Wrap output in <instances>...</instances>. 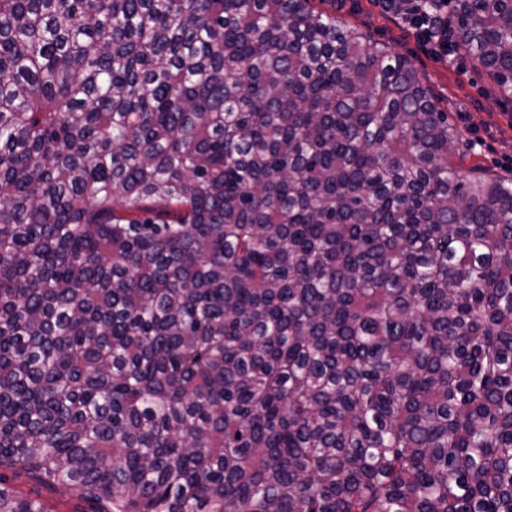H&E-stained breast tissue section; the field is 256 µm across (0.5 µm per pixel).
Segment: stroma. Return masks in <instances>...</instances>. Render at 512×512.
Masks as SVG:
<instances>
[{
    "mask_svg": "<svg viewBox=\"0 0 512 512\" xmlns=\"http://www.w3.org/2000/svg\"><path fill=\"white\" fill-rule=\"evenodd\" d=\"M336 2L348 23L407 55L420 81L447 100L453 124L463 138L476 144L467 166L512 176V101L495 93L482 68L462 70L450 59L426 54L413 33L382 13L373 0Z\"/></svg>",
    "mask_w": 512,
    "mask_h": 512,
    "instance_id": "stroma-1",
    "label": "stroma"
}]
</instances>
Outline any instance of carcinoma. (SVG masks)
<instances>
[{"label": "carcinoma", "mask_w": 512, "mask_h": 512, "mask_svg": "<svg viewBox=\"0 0 512 512\" xmlns=\"http://www.w3.org/2000/svg\"><path fill=\"white\" fill-rule=\"evenodd\" d=\"M512 88V0H448ZM311 0H0V512H512V178ZM12 485L23 492L30 493L33 497L36 495L33 491L37 492L53 512H89L88 504L83 502L75 492L36 486L24 475H18Z\"/></svg>", "instance_id": "1"}]
</instances>
